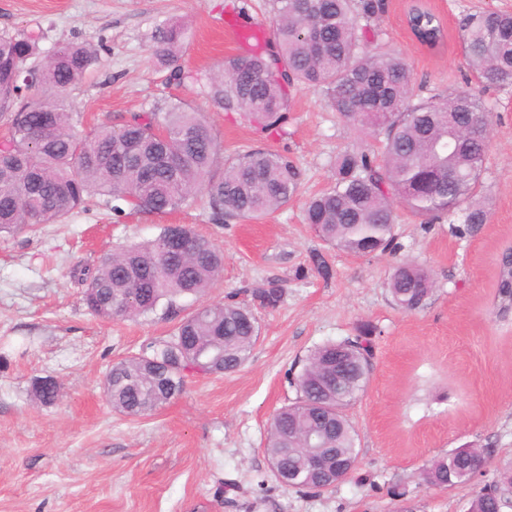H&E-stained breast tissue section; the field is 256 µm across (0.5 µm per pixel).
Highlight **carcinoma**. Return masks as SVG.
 <instances>
[{"label": "carcinoma", "instance_id": "carcinoma-1", "mask_svg": "<svg viewBox=\"0 0 512 512\" xmlns=\"http://www.w3.org/2000/svg\"><path fill=\"white\" fill-rule=\"evenodd\" d=\"M274 47L232 57L207 78L206 94L222 110L240 111L262 125L288 122L286 90L314 88L327 107L353 127L382 138L381 154L356 147L336 156L334 183L309 200L305 220L324 242L366 257L395 248L394 202L431 221L460 212L466 224L487 223L482 174L491 113L472 90L414 98L406 57L373 46L357 18L375 14L373 0H274ZM415 39L434 49L444 30L427 8L407 13ZM459 38L469 74L485 88L512 84V13L488 10L465 16ZM39 36L0 34V120L9 137L0 143V234L33 231L40 224L87 208L99 195L132 208L163 214L199 195L212 219H258L288 204L300 172L286 153L255 149L222 156L211 125L182 102L134 113L119 123L76 132L81 113L70 89L95 61L79 43L59 47L35 69ZM180 31L160 32L157 55L178 60ZM255 79L246 82L242 70ZM224 254L185 224H168L144 244L100 256L84 271L83 301L106 321L156 312L178 316L179 299L200 296L223 271ZM495 313H512V249L496 264ZM391 301L405 312L422 308L433 292L429 272L410 259L394 266L387 282ZM282 291L257 288L253 298L274 307ZM372 326L312 350L294 380L296 401L277 410L267 427L266 455L283 470L284 485L303 492L336 484L358 467V434L345 410L368 385L372 372ZM259 334L252 311L236 303L204 305L181 318L172 336L148 344L147 352L112 364L103 389L112 409L141 417L178 397L190 371L224 374L249 358ZM42 404L59 396L48 376L33 384ZM488 464L480 448H454L432 458L422 473L427 487L470 482ZM512 501V470L481 488L468 512H498Z\"/></svg>", "mask_w": 512, "mask_h": 512}]
</instances>
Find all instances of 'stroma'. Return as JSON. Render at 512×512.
<instances>
[{"label":"stroma","instance_id":"1","mask_svg":"<svg viewBox=\"0 0 512 512\" xmlns=\"http://www.w3.org/2000/svg\"><path fill=\"white\" fill-rule=\"evenodd\" d=\"M380 2L367 21L370 37L405 55L423 97L463 86L465 14L512 11V0H425L445 27L442 46L431 50L406 26L411 0ZM228 17L268 30L274 12L271 0H0V33H39L41 56L70 42L96 49L70 95L83 115L79 133L178 100L206 115L225 154L284 150L301 171L288 205L257 220L215 223L202 196L164 214L119 217L101 200L36 233L0 238V512H467L477 487L512 468V320L492 313L496 259L512 247V85L481 95L493 123L482 176L487 224L472 229L456 215L427 224L400 206L394 252L356 257L321 241L304 208L332 184L339 152L377 149L373 132L342 122L311 88L290 89L282 138L214 108L197 77L255 49L225 34ZM170 25L182 30L177 78L155 54L160 29ZM168 224L188 225L224 252L223 272L204 295L181 299L183 314L245 303L260 336L237 371L189 375L180 396L129 417L106 402L104 375L175 323L159 312L94 317L79 271ZM403 258L433 281V294L412 313L386 290ZM272 283L280 303L254 304L252 289ZM364 324L374 329L372 375L347 411L358 432L356 471L319 492L280 484L265 453L271 415L295 401L291 380L311 350ZM47 376L60 394L43 405L31 389ZM466 446L488 453L484 474L451 490L423 485L433 457Z\"/></svg>","mask_w":512,"mask_h":512}]
</instances>
